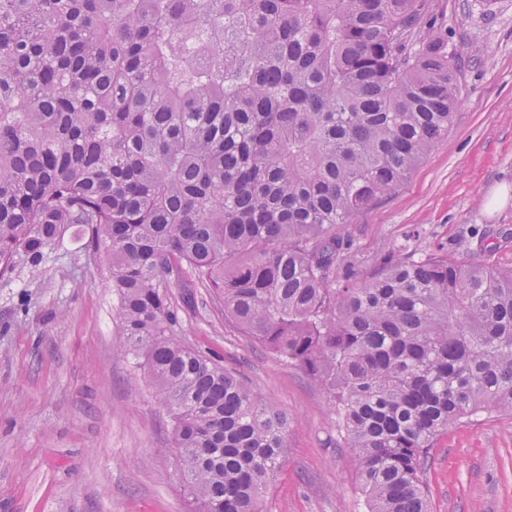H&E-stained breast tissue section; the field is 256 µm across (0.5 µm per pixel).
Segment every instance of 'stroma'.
Segmentation results:
<instances>
[{
  "label": "stroma",
  "instance_id": "obj_1",
  "mask_svg": "<svg viewBox=\"0 0 512 512\" xmlns=\"http://www.w3.org/2000/svg\"><path fill=\"white\" fill-rule=\"evenodd\" d=\"M459 67L454 123L410 177L349 227L360 272L397 249L512 268V0H436ZM68 228L35 268L0 279V512H194L173 422L143 360L122 349L106 263ZM176 340L215 357L287 412L268 512H366L328 395L243 336L204 279H169ZM432 512H512V419L479 413L437 437Z\"/></svg>",
  "mask_w": 512,
  "mask_h": 512
}]
</instances>
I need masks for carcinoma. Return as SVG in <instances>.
<instances>
[{"instance_id": "cac0c4a2", "label": "carcinoma", "mask_w": 512, "mask_h": 512, "mask_svg": "<svg viewBox=\"0 0 512 512\" xmlns=\"http://www.w3.org/2000/svg\"><path fill=\"white\" fill-rule=\"evenodd\" d=\"M428 0H0V278L89 230L196 512H260L288 414L174 339L183 264L327 394L368 512H431L434 439L512 417V269L341 233L448 133Z\"/></svg>"}]
</instances>
